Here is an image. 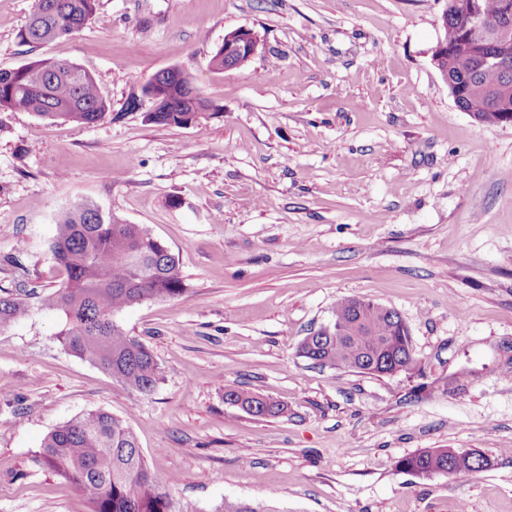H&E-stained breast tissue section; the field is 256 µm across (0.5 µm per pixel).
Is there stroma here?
Instances as JSON below:
<instances>
[{"label": "stroma", "instance_id": "stroma-1", "mask_svg": "<svg viewBox=\"0 0 512 512\" xmlns=\"http://www.w3.org/2000/svg\"><path fill=\"white\" fill-rule=\"evenodd\" d=\"M35 0H0V69L65 58L110 104L94 124L0 112V287L29 315L0 330V512H89L32 459L91 410L126 420L194 512H512V125L475 122L432 63L448 0H98L72 36L23 43ZM266 48L213 73L227 32ZM180 67L215 106L151 123L131 96ZM90 201L176 256L179 298L116 315L161 381L137 397L56 340V216ZM23 265L15 267L12 256ZM397 310L415 374L311 367L297 353L337 301ZM232 385L286 407L255 417ZM431 448L488 456L418 476ZM490 464L489 458L483 454L478 453L473 456L469 453V449L463 448H432L404 457L399 461V467L402 470L419 476L433 473L448 476L476 473L486 469Z\"/></svg>", "mask_w": 512, "mask_h": 512}]
</instances>
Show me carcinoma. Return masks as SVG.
Masks as SVG:
<instances>
[{"instance_id":"cac0c4a2","label":"carcinoma","mask_w":512,"mask_h":512,"mask_svg":"<svg viewBox=\"0 0 512 512\" xmlns=\"http://www.w3.org/2000/svg\"><path fill=\"white\" fill-rule=\"evenodd\" d=\"M97 0H36L21 40L32 45L53 42L81 29ZM448 51L438 67L457 83L459 109L481 124L508 123L512 112L500 111L504 87L512 85L476 58L493 48L495 29L466 36V21L453 7L442 15ZM142 91L159 103L147 120L183 126L211 107L176 67L156 73ZM95 77L75 62L41 59L19 69L0 70V112H30L42 119L94 124L108 113ZM50 251L62 282L41 298L42 308L62 316L57 339L63 350L99 368L130 393L149 395L160 369L150 348L116 319L120 310L150 300L182 296L186 284L171 250L145 224H124L94 203H79L56 218ZM28 314V305L12 290L0 288V329ZM332 323L353 326V335L302 340L298 354L321 367L372 375H411L419 369L410 330L394 309L376 302L357 304L352 297L336 303ZM225 399L256 417L284 412L280 404L254 392L227 387ZM74 485L88 500L90 512H194L177 502L175 479H158L151 471L127 423L105 411L86 412L51 431L34 458ZM490 466L483 454L459 448H432L402 458L399 467L419 476L480 472ZM214 512H275L266 506L224 500Z\"/></svg>"}]
</instances>
